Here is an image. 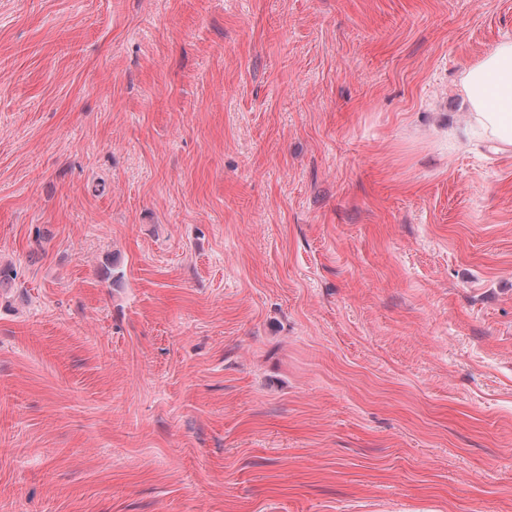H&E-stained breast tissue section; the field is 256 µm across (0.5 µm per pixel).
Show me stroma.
Masks as SVG:
<instances>
[{
	"mask_svg": "<svg viewBox=\"0 0 512 512\" xmlns=\"http://www.w3.org/2000/svg\"><path fill=\"white\" fill-rule=\"evenodd\" d=\"M512 0H0V512H512ZM459 87L468 111L465 135L471 131L492 142L497 153H512V40L497 43L464 69Z\"/></svg>",
	"mask_w": 512,
	"mask_h": 512,
	"instance_id": "obj_1",
	"label": "stroma"
}]
</instances>
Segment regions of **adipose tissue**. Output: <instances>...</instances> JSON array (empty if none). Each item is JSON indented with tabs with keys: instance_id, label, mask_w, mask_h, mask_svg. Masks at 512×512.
Wrapping results in <instances>:
<instances>
[{
	"instance_id": "ef3b65f1",
	"label": "adipose tissue",
	"mask_w": 512,
	"mask_h": 512,
	"mask_svg": "<svg viewBox=\"0 0 512 512\" xmlns=\"http://www.w3.org/2000/svg\"><path fill=\"white\" fill-rule=\"evenodd\" d=\"M459 87L467 107V129L496 152L512 153V40L497 43L464 69Z\"/></svg>"
}]
</instances>
